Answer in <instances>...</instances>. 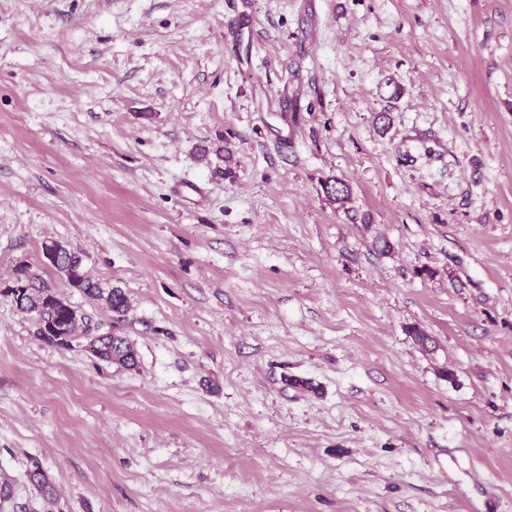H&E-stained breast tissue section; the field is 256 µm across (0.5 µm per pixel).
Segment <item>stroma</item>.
I'll use <instances>...</instances> for the list:
<instances>
[{"mask_svg": "<svg viewBox=\"0 0 512 512\" xmlns=\"http://www.w3.org/2000/svg\"><path fill=\"white\" fill-rule=\"evenodd\" d=\"M20 264L137 366L36 340ZM36 464L51 512H512V0H0L17 502ZM57 253L55 266V249L52 244L43 253V263L46 267L55 269L64 275L72 288H77L85 296L93 300H105L113 313V319L122 321L128 310V300L122 288H103L100 283L93 281L84 270L83 255L77 251L54 241Z\"/></svg>", "mask_w": 512, "mask_h": 512, "instance_id": "1", "label": "stroma"}]
</instances>
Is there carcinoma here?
Wrapping results in <instances>:
<instances>
[{
  "label": "carcinoma",
  "instance_id": "cac0c4a2",
  "mask_svg": "<svg viewBox=\"0 0 512 512\" xmlns=\"http://www.w3.org/2000/svg\"><path fill=\"white\" fill-rule=\"evenodd\" d=\"M329 198L339 205H344L351 197L348 182L333 178L325 185ZM57 253L56 272L64 275L69 285L80 290L93 300H103L113 313V319L123 320L128 310V300L123 289L119 287L104 288L93 281L84 270L83 255L60 243H55ZM11 296L18 309L31 316L33 336L38 340L59 348L70 349L72 342L88 336L93 324L88 317L80 313L77 307L56 294L54 289L40 275L32 272L29 266L19 265L13 271V285L4 289ZM98 358L133 367L136 353L126 338L119 335L106 337L101 343ZM27 479L38 496L50 499L54 488L48 476L39 465L27 471ZM0 512H37L33 504L15 502L13 487L9 478L0 481Z\"/></svg>",
  "mask_w": 512,
  "mask_h": 512
}]
</instances>
